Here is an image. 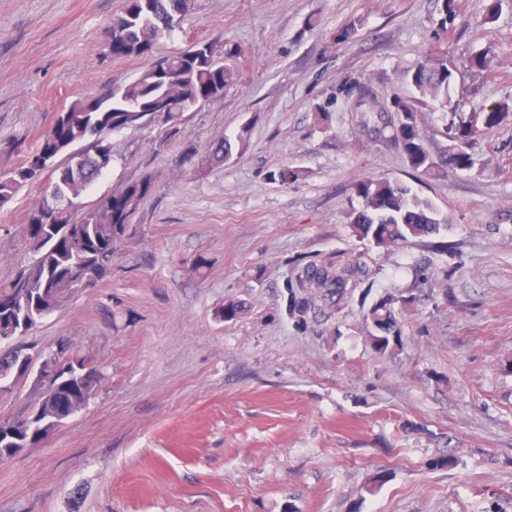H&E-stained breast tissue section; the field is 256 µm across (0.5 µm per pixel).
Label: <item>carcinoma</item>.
Listing matches in <instances>:
<instances>
[{
  "label": "carcinoma",
  "instance_id": "1",
  "mask_svg": "<svg viewBox=\"0 0 512 512\" xmlns=\"http://www.w3.org/2000/svg\"><path fill=\"white\" fill-rule=\"evenodd\" d=\"M457 11V0H441L438 31L448 34ZM181 20L182 17L171 14L169 0H125L107 32L112 58L154 54L161 36L173 32ZM223 57L224 46L212 40H198L184 52L161 57L154 67L123 87L74 100L56 113L25 163L10 175L0 177V207L31 181L38 161L42 162V170L50 172L60 200H65L77 185L89 187L112 163L110 142L95 140L91 131L97 127L107 133L133 130L149 116L147 109L159 99L166 100L169 109L159 125L157 151H163L184 114L194 110L204 98L224 95V88L236 78V72L222 63ZM467 63L472 72L480 75L491 70L492 59L489 51L484 50L469 54ZM454 69L448 52L439 49L404 73L405 82L420 98L438 101L447 109L441 136L449 145L436 154L424 143L417 108L404 97L393 94L381 98L371 83L360 79L348 80L339 94L347 98L354 112H375L381 117L389 112L396 115L391 123V140L414 171L437 176L450 168L467 170L474 166L468 151L470 142L500 124L509 112V104L502 102L483 112L461 115L459 104L448 96ZM232 152L233 145L227 137L213 143L206 160L197 164L194 172L200 175L205 169L224 163ZM124 190L137 201L129 209L121 203L122 191H114L112 196L102 197L87 209L78 204H63L50 219L34 209L27 213L25 237L33 258L12 279L0 283V336L29 335L72 295L96 287L112 273V258L120 243L131 234L130 219L153 192L154 185L149 179H141L125 184ZM352 190L359 207L349 212L350 224L356 236L377 248L431 237L447 226L431 202L412 194L400 183L358 179ZM368 275L367 263L360 255L342 264H310L296 277L298 291L291 292L289 313L302 317L318 300L331 308L356 292L364 302L369 295L363 288ZM416 300L409 292L387 294L368 309L367 318L376 330L370 341L377 354L392 355L402 345L399 313ZM100 378L98 370L90 372L84 368V360L69 361L57 374L41 406L31 407L33 411L41 409V415L28 418L15 429L11 428L10 419H0V460L45 442L54 427L52 417L68 419L71 399L77 395L91 396Z\"/></svg>",
  "mask_w": 512,
  "mask_h": 512
}]
</instances>
